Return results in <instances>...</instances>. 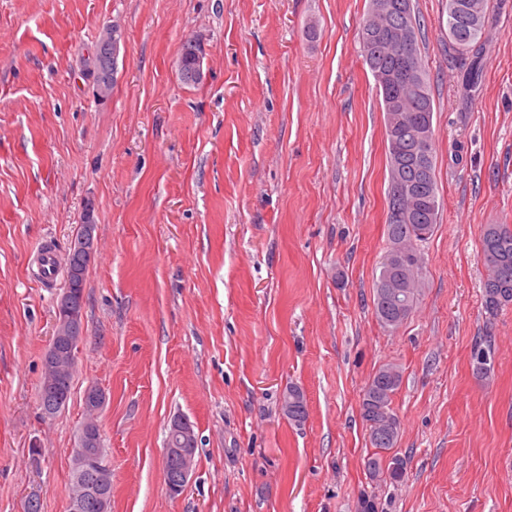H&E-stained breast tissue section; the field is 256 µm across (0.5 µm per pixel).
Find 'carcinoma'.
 Listing matches in <instances>:
<instances>
[{
  "instance_id": "cac0c4a2",
  "label": "carcinoma",
  "mask_w": 512,
  "mask_h": 512,
  "mask_svg": "<svg viewBox=\"0 0 512 512\" xmlns=\"http://www.w3.org/2000/svg\"><path fill=\"white\" fill-rule=\"evenodd\" d=\"M377 2L370 0L369 11L360 29L362 54L370 72L383 71L394 74L400 67L398 52L384 38L388 30L412 24L414 12L412 0H392L395 7L382 19L375 14ZM487 0H448V23L452 32L448 41L462 47L459 56L470 60L462 74V84L467 89L477 88L483 79V69L478 62L481 55L482 37L485 31ZM202 52L200 44L189 41L179 59L180 81L187 86L200 85L204 77L193 66L195 56ZM414 64L421 82L417 89L406 83H395L388 97L400 102L401 109L390 112L386 100H381L385 112V134L388 151L389 195L387 212V238L391 245L406 242V251L395 260L394 275L407 271L418 278L423 271L420 245L432 235L438 223L440 202L435 178L436 150L434 140H429L427 151L417 140V127L423 119H433V102L429 80L419 57V41H414ZM96 94L102 96L112 90V77L106 73L100 57H95L92 74ZM397 144L402 157V175L395 176L392 144ZM481 260L487 270L484 282V307L494 313L512 303V228L507 224L486 225L482 239ZM67 261L80 271L70 298V308L83 313L86 273L90 259L86 254L70 248ZM420 293L417 288L405 290L395 299L380 287L374 288L376 317L384 313L404 310L403 319H408L414 310ZM78 343L67 335L61 338L60 353L55 368L42 373L39 404L42 414L53 417L65 409L71 397L76 367ZM402 382L400 370L383 366L374 374L365 390L361 402V417L369 431V443L374 451L367 457L365 468L378 483L402 481L405 472L392 466H384L388 451L392 450L399 437V422L392 411V398ZM288 398L294 400V409L286 417L302 423L307 416L306 399L297 386L288 387ZM71 484L69 498L80 501L81 512H101L98 504L112 500V469L103 441L90 446L89 455L71 452Z\"/></svg>"
}]
</instances>
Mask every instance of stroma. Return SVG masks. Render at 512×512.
I'll list each match as a JSON object with an SVG mask.
<instances>
[{
  "label": "stroma",
  "instance_id": "1",
  "mask_svg": "<svg viewBox=\"0 0 512 512\" xmlns=\"http://www.w3.org/2000/svg\"><path fill=\"white\" fill-rule=\"evenodd\" d=\"M435 105L441 201L416 307L378 322L388 248L385 114L363 61L369 0H0V512H66L89 387L112 512H512V306L488 313L485 225H512V0H488L484 81L465 96L448 0H412ZM110 24L107 100L87 72ZM316 37H308L310 27ZM206 78L179 80L186 41ZM94 204L71 398L43 417L54 287ZM489 354L477 374L476 350ZM403 480L371 482L362 395L383 365ZM302 389L308 415L281 401ZM199 437L182 493L171 419Z\"/></svg>",
  "mask_w": 512,
  "mask_h": 512
}]
</instances>
